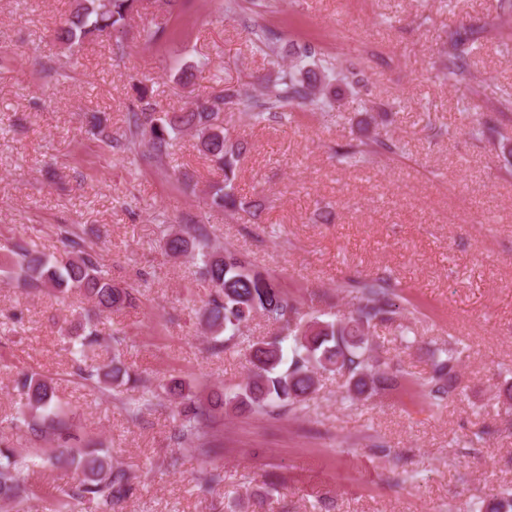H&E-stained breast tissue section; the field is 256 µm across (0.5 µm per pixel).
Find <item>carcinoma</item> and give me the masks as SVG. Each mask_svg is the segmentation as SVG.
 I'll return each mask as SVG.
<instances>
[{"label": "carcinoma", "instance_id": "cac0c4a2", "mask_svg": "<svg viewBox=\"0 0 512 512\" xmlns=\"http://www.w3.org/2000/svg\"><path fill=\"white\" fill-rule=\"evenodd\" d=\"M138 0H76V7L57 30L58 40L72 45L90 36H101L125 28L137 11ZM255 40L274 61L292 58L293 64L279 71L271 84L257 94L242 88H227L211 100L197 104L185 112L158 114L149 106L136 107L128 115L126 130L119 137L102 128L96 136L104 144L123 140L133 149L148 146L157 162L168 155L172 140L184 131L198 139L200 151L224 170V185L210 192L207 206L235 210L244 205L234 188L235 162L248 150V142L234 137L224 127L221 110L243 106L261 122L276 117L287 106L321 109L339 102L342 87L362 86L361 72L356 67L343 68L336 59L321 56L311 43L284 41L282 35L263 25L252 28ZM473 32L467 28L448 32V42L441 62L443 73L454 82L469 73L470 42ZM397 145L386 139L361 141L344 151H336L337 159L365 157L380 152H393ZM71 250L65 259L49 257L18 237L0 259V277L18 275L32 287L44 286L63 296L73 289L82 291L101 313H112L136 305L133 290L112 280L98 254L71 239ZM171 255L189 256L198 261V273L212 286L205 304L202 322L214 346L228 349L237 344L243 329L257 315L273 327L272 334L249 343L251 373L240 391L215 395L212 404L224 402L247 407H292L304 405L319 390L324 372L346 377L342 398L350 401L368 399L380 389L398 385V376L382 369L379 359L371 355L369 339L380 325L398 323L401 306L390 279L384 276L351 280L344 285L349 297V311L333 320L305 319L299 303L287 296L280 282L252 265L240 253L210 246L203 234L186 235L171 232L164 242ZM80 332L70 337L71 352L77 363L74 374L102 392H112L128 384L140 382L131 374L121 358L112 355L110 363L101 365L88 358L87 351L101 345V336L90 318L79 325ZM461 350L448 346L432 354L425 397L439 406L455 396L460 387L458 362ZM14 389L26 399V409L12 418H0V503L10 505L38 499L41 489L27 484L21 473L44 463L74 470L76 478L60 489L54 512H74L79 504H87L92 512H112L114 502L133 490L131 474L112 464L109 449L80 453L69 446L77 440L71 432V411L58 402L53 378L38 373L20 372ZM167 398L177 413L184 417L182 436L200 441L192 452L202 456L217 453L210 442H203L204 412L186 385L177 379L167 385ZM11 429L29 436L36 444L52 440L51 451L28 448L19 453L10 447L4 430ZM478 512H512V492H504L477 506Z\"/></svg>", "mask_w": 512, "mask_h": 512}]
</instances>
